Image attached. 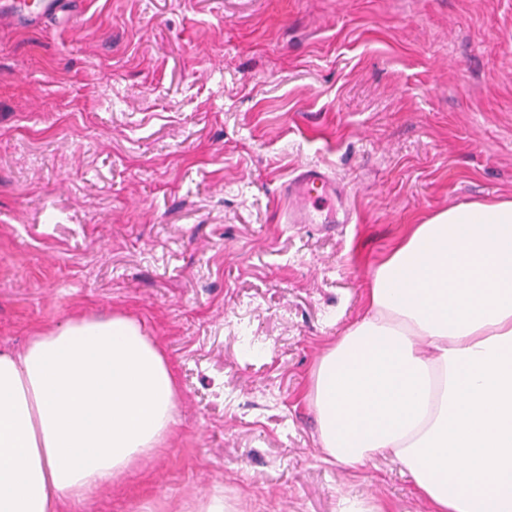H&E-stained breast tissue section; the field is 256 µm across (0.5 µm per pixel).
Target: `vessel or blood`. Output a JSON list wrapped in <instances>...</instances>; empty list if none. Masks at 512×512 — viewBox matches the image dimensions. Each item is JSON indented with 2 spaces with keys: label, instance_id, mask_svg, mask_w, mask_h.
<instances>
[{
  "label": "vessel or blood",
  "instance_id": "obj_1",
  "mask_svg": "<svg viewBox=\"0 0 512 512\" xmlns=\"http://www.w3.org/2000/svg\"><path fill=\"white\" fill-rule=\"evenodd\" d=\"M61 6V0H0V16H8L14 27L28 28L55 15ZM282 192L288 200L287 223L349 224L355 218L344 188L328 167H300Z\"/></svg>",
  "mask_w": 512,
  "mask_h": 512
}]
</instances>
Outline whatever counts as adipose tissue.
Returning <instances> with one entry per match:
<instances>
[{
	"mask_svg": "<svg viewBox=\"0 0 512 512\" xmlns=\"http://www.w3.org/2000/svg\"><path fill=\"white\" fill-rule=\"evenodd\" d=\"M177 401L164 353L120 314L0 351V512H60L151 456ZM321 445L400 462L431 512H512V197L439 211L379 261L321 357Z\"/></svg>",
	"mask_w": 512,
	"mask_h": 512,
	"instance_id": "1",
	"label": "adipose tissue"
}]
</instances>
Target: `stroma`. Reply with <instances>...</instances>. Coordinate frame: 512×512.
Segmentation results:
<instances>
[{
  "label": "stroma",
  "instance_id": "35a3bbf8",
  "mask_svg": "<svg viewBox=\"0 0 512 512\" xmlns=\"http://www.w3.org/2000/svg\"><path fill=\"white\" fill-rule=\"evenodd\" d=\"M0 27V350L136 318L166 445L72 512H429L328 462L311 373L406 225L512 195V0H80ZM324 163L356 224L284 223Z\"/></svg>",
  "mask_w": 512,
  "mask_h": 512
}]
</instances>
